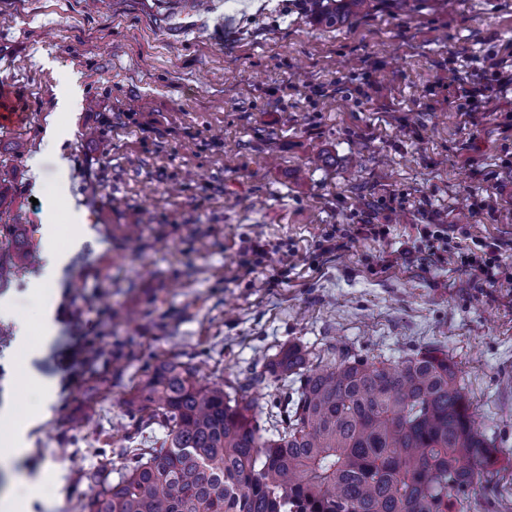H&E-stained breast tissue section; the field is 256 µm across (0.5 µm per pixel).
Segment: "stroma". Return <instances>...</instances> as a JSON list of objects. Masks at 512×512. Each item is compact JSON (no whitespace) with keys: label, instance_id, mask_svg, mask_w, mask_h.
Instances as JSON below:
<instances>
[{"label":"stroma","instance_id":"35a3bbf8","mask_svg":"<svg viewBox=\"0 0 512 512\" xmlns=\"http://www.w3.org/2000/svg\"><path fill=\"white\" fill-rule=\"evenodd\" d=\"M509 52L512 0H419L407 15L374 0L336 28L305 0H0V87L29 114L0 172L13 196L0 224L26 225L35 250L0 299L39 327V190L87 236L73 250L59 227L70 254L45 290L57 332L31 361L56 395L25 456L0 461V498L42 473L55 505L33 512H85L94 472L162 436L135 433L125 407L159 360L232 383L283 343L344 342L447 351L478 426L508 448L470 512H512V294L449 259L381 263L429 215L501 241L512 270V91L471 125L457 94ZM64 81L80 92L66 112ZM368 210L386 216L385 238L319 254L323 229ZM24 356L0 318V405L21 417L38 405L14 387Z\"/></svg>","mask_w":512,"mask_h":512}]
</instances>
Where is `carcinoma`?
<instances>
[{
	"label": "carcinoma",
	"mask_w": 512,
	"mask_h": 512,
	"mask_svg": "<svg viewBox=\"0 0 512 512\" xmlns=\"http://www.w3.org/2000/svg\"><path fill=\"white\" fill-rule=\"evenodd\" d=\"M308 2L333 27L372 0ZM27 253L24 225L0 224V286ZM268 378L287 392L266 412L251 390ZM127 406L164 437L125 449L117 480L96 479L88 512H463L498 454L438 347L391 360L288 343L227 386L203 365L165 360Z\"/></svg>",
	"instance_id": "obj_1"
}]
</instances>
